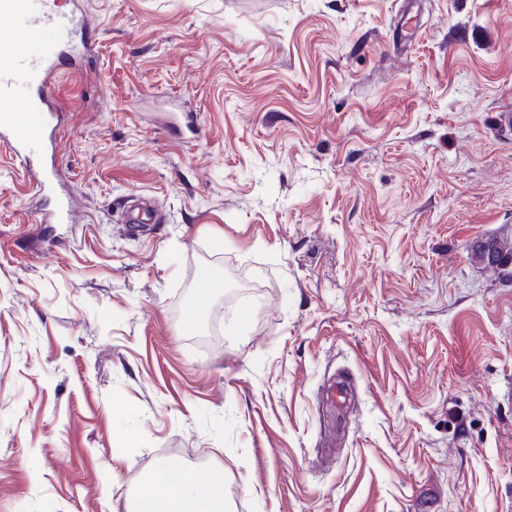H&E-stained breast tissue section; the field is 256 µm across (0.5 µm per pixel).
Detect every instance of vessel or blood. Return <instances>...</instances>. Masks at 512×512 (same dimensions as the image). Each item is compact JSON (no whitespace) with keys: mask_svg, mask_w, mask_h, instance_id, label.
<instances>
[{"mask_svg":"<svg viewBox=\"0 0 512 512\" xmlns=\"http://www.w3.org/2000/svg\"><path fill=\"white\" fill-rule=\"evenodd\" d=\"M56 0H0V145L23 160L32 177V186L46 192L60 181L58 141L61 128L60 106L53 88L61 69L73 56H88L91 44L79 42L75 53L49 46L38 58L29 56L27 44L48 29L61 24L55 9ZM35 82L37 101L24 111H12L18 79ZM46 224H69L73 221L72 200L61 192L53 209L42 218Z\"/></svg>","mask_w":512,"mask_h":512,"instance_id":"vessel-or-blood-1","label":"vessel or blood"}]
</instances>
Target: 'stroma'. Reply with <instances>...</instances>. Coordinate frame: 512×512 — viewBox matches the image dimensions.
Here are the masks:
<instances>
[{"mask_svg": "<svg viewBox=\"0 0 512 512\" xmlns=\"http://www.w3.org/2000/svg\"><path fill=\"white\" fill-rule=\"evenodd\" d=\"M83 6L73 223L0 146V512L163 462L231 512H512V282L468 257L512 237V0ZM44 224H70L73 223V207L69 194L64 190L56 195V204L53 209L43 215L40 221Z\"/></svg>", "mask_w": 512, "mask_h": 512, "instance_id": "stroma-1", "label": "stroma"}]
</instances>
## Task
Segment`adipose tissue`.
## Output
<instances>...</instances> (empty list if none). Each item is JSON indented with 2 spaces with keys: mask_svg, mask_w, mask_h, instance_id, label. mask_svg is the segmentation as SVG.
Listing matches in <instances>:
<instances>
[{
  "mask_svg": "<svg viewBox=\"0 0 512 512\" xmlns=\"http://www.w3.org/2000/svg\"><path fill=\"white\" fill-rule=\"evenodd\" d=\"M223 481L216 473L161 463L140 480L137 512H226Z\"/></svg>",
  "mask_w": 512,
  "mask_h": 512,
  "instance_id": "1",
  "label": "adipose tissue"
}]
</instances>
